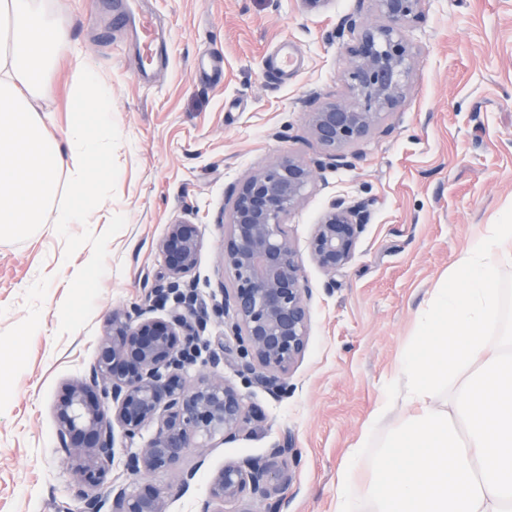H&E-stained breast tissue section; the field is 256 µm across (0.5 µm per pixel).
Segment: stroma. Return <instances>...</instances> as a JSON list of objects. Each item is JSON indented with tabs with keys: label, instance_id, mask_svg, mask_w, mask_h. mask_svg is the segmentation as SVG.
<instances>
[{
	"label": "stroma",
	"instance_id": "obj_1",
	"mask_svg": "<svg viewBox=\"0 0 512 512\" xmlns=\"http://www.w3.org/2000/svg\"><path fill=\"white\" fill-rule=\"evenodd\" d=\"M55 18L112 90V205L108 224L59 228L53 213L30 235L0 238V512L78 508L70 467L57 444L54 409L68 382L85 376L112 313L146 307L163 269L169 224L196 225L202 239L192 273L207 308L224 301L220 220L228 191L271 159L313 164L322 147L307 114L346 94L342 19L382 18L372 0H136L115 22L93 0H48ZM405 28L418 54L400 104L380 129L347 150L348 166L323 170L304 205L286 218L312 293L308 349L272 397L240 373L220 317L201 339L223 340L218 371L264 419L233 443L154 476L168 512H202L225 463L264 456L277 440L298 452L287 512H336L341 477L369 478L351 465L385 386L398 370L434 289L457 256L512 207V0H425ZM152 15L166 64L143 72L137 17ZM293 72L272 62L281 48ZM57 132L71 119L72 68L50 74ZM368 201L370 219L349 269L334 288L308 241L331 197ZM98 271L75 287L62 261ZM195 469L188 489L181 473Z\"/></svg>",
	"mask_w": 512,
	"mask_h": 512
}]
</instances>
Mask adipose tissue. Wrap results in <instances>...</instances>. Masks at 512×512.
Masks as SVG:
<instances>
[{
	"instance_id": "1",
	"label": "adipose tissue",
	"mask_w": 512,
	"mask_h": 512,
	"mask_svg": "<svg viewBox=\"0 0 512 512\" xmlns=\"http://www.w3.org/2000/svg\"><path fill=\"white\" fill-rule=\"evenodd\" d=\"M62 58L73 64L70 100L94 113L96 136H87L80 118L55 135L51 115L35 106L54 95L49 73ZM111 151V90L39 0H0V237L30 234L50 210L59 226L86 223L102 188L90 161ZM63 180L73 204L57 202Z\"/></svg>"
}]
</instances>
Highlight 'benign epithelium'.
<instances>
[{
  "label": "benign epithelium",
  "mask_w": 512,
  "mask_h": 512,
  "mask_svg": "<svg viewBox=\"0 0 512 512\" xmlns=\"http://www.w3.org/2000/svg\"><path fill=\"white\" fill-rule=\"evenodd\" d=\"M373 2L385 23L360 28L353 17L343 20L354 32L344 47L348 94L307 113L325 161L311 166L281 156L233 186L224 211L222 261L232 288L223 289L224 304L214 312L224 319V335L236 340L243 374L275 397L288 392L310 326L311 291L284 220L304 203L322 170L349 164L344 149L379 127L404 97L418 63L404 28L422 18L424 0ZM368 220L363 202L340 195L330 200L308 243L329 277L326 288L349 267ZM201 249L195 225H168L160 243L164 271L150 293L156 302L174 301L168 320H150L143 308L112 314L88 375L69 383L55 407L57 442L71 465L79 512H166L164 492L144 480L176 468L192 448L204 453L217 437L236 441L259 419V410L217 371L224 343L197 361L208 312L197 305L188 276ZM152 423L155 435L127 462L141 483H115L114 425L132 439ZM293 459L294 449L282 439L264 457L225 464L212 479V501L241 503L240 512H283Z\"/></svg>",
  "instance_id": "1"
}]
</instances>
